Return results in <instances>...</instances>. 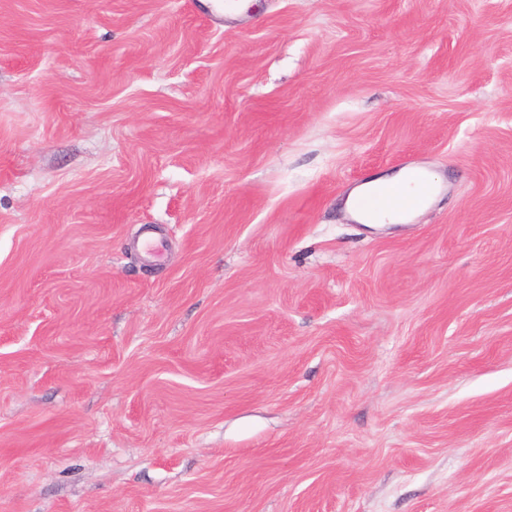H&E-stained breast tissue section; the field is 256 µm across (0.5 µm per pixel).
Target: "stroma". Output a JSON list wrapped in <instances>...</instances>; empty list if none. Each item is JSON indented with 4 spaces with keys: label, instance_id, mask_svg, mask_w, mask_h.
Listing matches in <instances>:
<instances>
[{
    "label": "stroma",
    "instance_id": "stroma-1",
    "mask_svg": "<svg viewBox=\"0 0 512 512\" xmlns=\"http://www.w3.org/2000/svg\"><path fill=\"white\" fill-rule=\"evenodd\" d=\"M0 512H512V0H0ZM411 171H420L423 172L429 179V182L433 185L436 177L422 170H408L402 169L399 170L389 176L379 177L372 179L366 183H364L359 188L355 189L351 194H349L345 201V207L347 211L358 221L363 224H399L404 222L406 216L413 211L420 210L427 206L432 198L431 187L426 182L423 175L419 172H414L413 179L417 185L418 193L416 197L412 200L403 199L398 193H393L389 191H376L369 192L362 195L356 202L357 209L364 215H373L380 212L383 209H390L395 211H399L403 208L408 207H417L420 206L407 214L399 216L397 218H391L387 221H376L370 218L365 217L360 214L355 208V200L358 196L364 193L371 187L383 186L390 188H405L408 184V177ZM430 193V194H429ZM429 194V195H428ZM428 195V197H427ZM427 197V199H426ZM426 200V201H425ZM425 201V202H424ZM424 203V204H423ZM423 204V205H422Z\"/></svg>",
    "mask_w": 512,
    "mask_h": 512
}]
</instances>
